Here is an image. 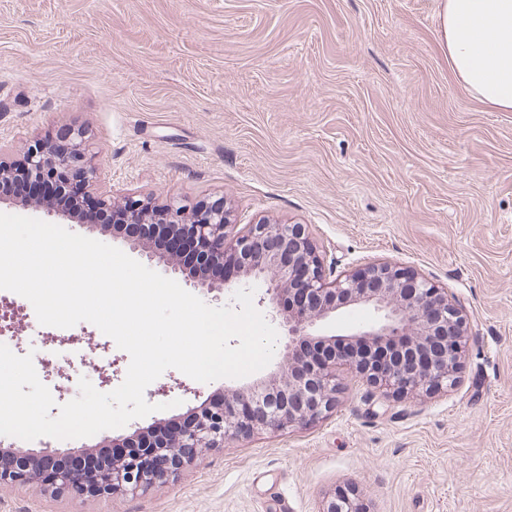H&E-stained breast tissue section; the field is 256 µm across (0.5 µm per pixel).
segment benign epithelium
<instances>
[{"instance_id":"obj_1","label":"benign epithelium","mask_w":512,"mask_h":512,"mask_svg":"<svg viewBox=\"0 0 512 512\" xmlns=\"http://www.w3.org/2000/svg\"><path fill=\"white\" fill-rule=\"evenodd\" d=\"M99 171L95 155L82 147V133L67 131L58 140H37L23 160H0V182L20 176L33 185L51 182L54 200L26 199L28 206L80 223L81 205L70 199L74 181L100 209L116 208L112 191L95 193ZM126 223L150 220L178 235L201 242V267L235 260L241 274L221 282L201 278L196 286L215 301L242 284L262 290L272 320L282 329L277 369L241 386H226L219 401L203 405L170 436L133 433V451L88 474L66 466L53 454L13 453L14 463L0 468V485L34 490L71 488L91 496H113L145 489L192 462L203 448H222L233 436L280 431L322 419L336 408L340 382L336 366L359 372L366 383L394 395L431 392L456 380L466 344L467 313L448 299V289L390 263L356 269L329 279L304 225L260 221L237 229L224 203H202L192 209L174 204L151 205L139 199L121 204ZM355 308L375 314L372 322L347 334L327 335L323 326ZM326 512H366L355 494L340 492Z\"/></svg>"}]
</instances>
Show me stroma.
Returning a JSON list of instances; mask_svg holds the SVG:
<instances>
[{"mask_svg": "<svg viewBox=\"0 0 512 512\" xmlns=\"http://www.w3.org/2000/svg\"><path fill=\"white\" fill-rule=\"evenodd\" d=\"M439 0H0V159L69 129L116 201L224 202L301 224L333 277L381 262L470 315L455 386L388 399L342 374L319 422L226 440L146 490L0 486V512H512V112L474 99L438 42ZM223 380L170 368L157 412L82 452L190 414Z\"/></svg>", "mask_w": 512, "mask_h": 512, "instance_id": "stroma-1", "label": "stroma"}]
</instances>
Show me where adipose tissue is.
I'll return each mask as SVG.
<instances>
[{
	"mask_svg": "<svg viewBox=\"0 0 512 512\" xmlns=\"http://www.w3.org/2000/svg\"><path fill=\"white\" fill-rule=\"evenodd\" d=\"M439 44L472 97L512 112V0H439Z\"/></svg>",
	"mask_w": 512,
	"mask_h": 512,
	"instance_id": "obj_1",
	"label": "adipose tissue"
}]
</instances>
